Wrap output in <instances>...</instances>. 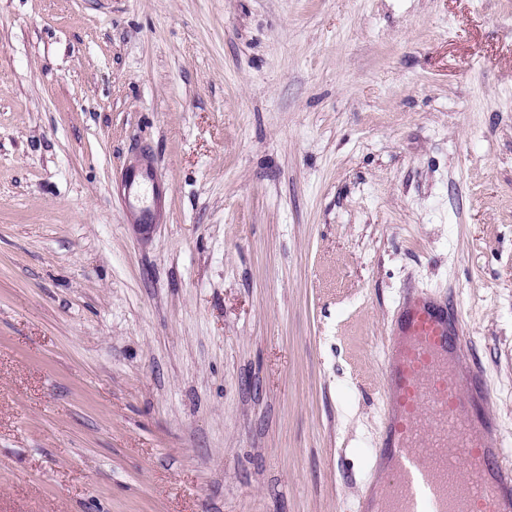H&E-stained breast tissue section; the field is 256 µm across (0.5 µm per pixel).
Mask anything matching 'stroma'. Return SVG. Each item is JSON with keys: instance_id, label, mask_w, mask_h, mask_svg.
<instances>
[{"instance_id": "stroma-1", "label": "stroma", "mask_w": 512, "mask_h": 512, "mask_svg": "<svg viewBox=\"0 0 512 512\" xmlns=\"http://www.w3.org/2000/svg\"><path fill=\"white\" fill-rule=\"evenodd\" d=\"M410 290L512 448V0H0V512H358ZM120 204L127 212L135 231L143 238H148L151 229L158 224L161 217L159 202L164 195V188L156 180L153 163L142 162L130 166L122 177ZM151 186L153 199L149 201L146 190ZM150 224L151 226H144Z\"/></svg>"}]
</instances>
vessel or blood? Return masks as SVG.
Masks as SVG:
<instances>
[{
  "instance_id": "vessel-or-blood-1",
  "label": "vessel or blood",
  "mask_w": 512,
  "mask_h": 512,
  "mask_svg": "<svg viewBox=\"0 0 512 512\" xmlns=\"http://www.w3.org/2000/svg\"><path fill=\"white\" fill-rule=\"evenodd\" d=\"M163 195L152 163L127 168L120 204L132 223H158ZM464 348L454 305L405 298L383 365L388 411L377 454L389 480L371 489L360 512H512V454Z\"/></svg>"
}]
</instances>
